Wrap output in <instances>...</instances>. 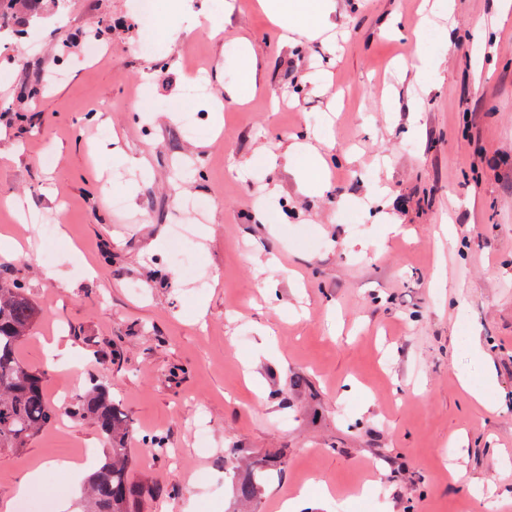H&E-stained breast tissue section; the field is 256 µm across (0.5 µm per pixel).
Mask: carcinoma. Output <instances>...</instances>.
Returning <instances> with one entry per match:
<instances>
[{
	"instance_id": "1",
	"label": "carcinoma",
	"mask_w": 512,
	"mask_h": 512,
	"mask_svg": "<svg viewBox=\"0 0 512 512\" xmlns=\"http://www.w3.org/2000/svg\"><path fill=\"white\" fill-rule=\"evenodd\" d=\"M38 311L24 290L0 277V448H24L62 415L89 420L106 444L104 459L88 475L78 512H135L142 485L130 473L127 442L132 432L126 416L112 403L109 389L93 384L66 407L46 397L45 373L29 367L19 356L21 343L30 335ZM272 465L268 460L252 464L251 475L237 485L245 502L258 497L262 481Z\"/></svg>"
}]
</instances>
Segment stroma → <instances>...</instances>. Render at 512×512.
I'll list each match as a JSON object with an SVG mask.
<instances>
[{"mask_svg":"<svg viewBox=\"0 0 512 512\" xmlns=\"http://www.w3.org/2000/svg\"><path fill=\"white\" fill-rule=\"evenodd\" d=\"M134 2L18 0L26 36L0 45V233L23 249L0 274L38 310L19 354L49 400L110 390L140 512H278L313 481L332 496L312 491L310 512L512 508V14L452 0L421 85L423 0H337L335 42L293 47L258 0H189L222 32L174 41L164 7ZM245 43L259 85L238 102ZM193 66L206 93L189 91ZM322 132L317 189L261 165ZM111 148L142 168L113 167ZM176 224L194 230L193 265L171 257ZM81 448L105 452L87 421L0 450V512L26 472ZM262 458L279 468L240 503L224 467Z\"/></svg>","mask_w":512,"mask_h":512,"instance_id":"1","label":"stroma"}]
</instances>
